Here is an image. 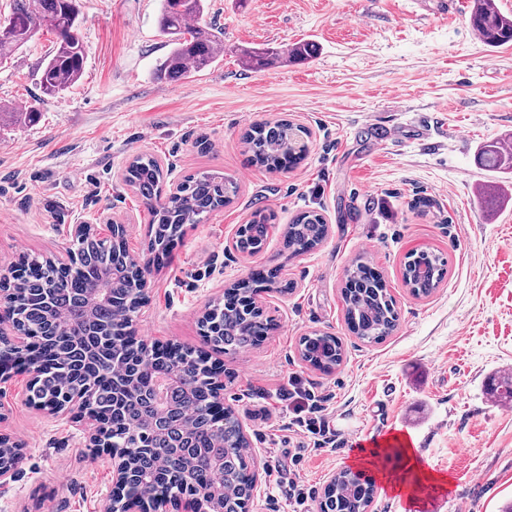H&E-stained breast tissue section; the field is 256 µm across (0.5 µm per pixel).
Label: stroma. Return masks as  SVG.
<instances>
[{
  "label": "stroma",
  "instance_id": "obj_1",
  "mask_svg": "<svg viewBox=\"0 0 512 512\" xmlns=\"http://www.w3.org/2000/svg\"><path fill=\"white\" fill-rule=\"evenodd\" d=\"M472 0L440 14L413 0H206L224 55L189 77L159 81L171 45L158 26L160 0H79L86 49L81 79L44 95L39 67L55 37L43 31L0 66V106L33 107L30 124L0 121V276L20 255L66 258L73 227L128 224L126 246L150 263L149 287L131 333L201 351L198 320L225 288L253 280L274 324L260 344L219 355L224 403L246 430L259 468L250 512H292L281 483L310 490L319 512L331 477L349 469L377 432L409 441L445 489L421 498L378 486L373 512H500L512 502V408L491 400L493 377L512 373V202L488 211L482 182L512 190L477 160L487 141L512 135V46L490 48L471 32ZM317 44L311 61L246 68L243 50ZM376 118L403 129L381 143ZM287 119L309 131L295 165H252L242 136L252 123ZM155 156L172 191L184 176L217 171L237 181L232 203L189 225L164 258L146 250L150 216L124 182L137 154ZM314 211L327 238L302 254L284 230ZM275 227L255 255L234 250L255 213ZM448 258L426 298L402 280L409 253ZM364 259L384 277L399 314L393 335L359 340L344 317L345 271ZM281 285L264 292L265 279ZM340 337L344 359L326 374L300 358L299 339ZM324 407L340 447H314L292 425L290 379ZM28 374L0 383V431L21 443L19 474L0 489V512H105L112 475L84 445L71 417L29 405ZM278 456H271V449Z\"/></svg>",
  "mask_w": 512,
  "mask_h": 512
}]
</instances>
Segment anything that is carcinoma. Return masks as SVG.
<instances>
[{"instance_id": "1", "label": "carcinoma", "mask_w": 512, "mask_h": 512, "mask_svg": "<svg viewBox=\"0 0 512 512\" xmlns=\"http://www.w3.org/2000/svg\"><path fill=\"white\" fill-rule=\"evenodd\" d=\"M13 7L0 33V63L25 46L42 28L51 31L55 45L42 63L39 84L44 94L55 95L80 79L86 50L76 34L77 0H12ZM205 0H161L160 31L170 37L172 49L157 72L165 80L185 77L216 62L224 54L220 33L203 22ZM471 25L481 41L492 48L512 42V16L500 12L494 0H473ZM316 53L311 43L286 48H253L242 52V64L250 69L284 66L307 60ZM283 123L254 124L243 136L250 160L268 170H278L283 160L301 153L284 142ZM478 160L488 171L512 174L509 140L487 142L479 148ZM125 183L147 208V250L155 257L167 254L171 243L189 224H200L214 210L229 204L237 184L219 172L191 174L176 191L162 197L163 169L149 154H138L128 164ZM267 219L256 217L244 225L239 247L249 254L264 248L269 234ZM323 217L314 212L297 216L285 231V241L294 253H304L327 236ZM369 268L357 260L346 269L349 282L359 288L343 293L345 320L350 330L367 343H378L397 327L398 312L377 274L366 277ZM447 260L434 252L411 253L403 265V280L416 297H427L443 282ZM10 287L17 304L6 316L20 331L35 330L51 337L44 347L50 368L43 371L39 398L52 402L65 392L90 384V399L108 428V438L117 448H138L133 458L135 478L127 494L139 497L147 491L183 493L187 488L169 480L175 472L188 473L194 487L209 485L212 458H224L223 488L210 494L211 507L222 512H244L255 471L247 453L248 441L234 411L220 415L211 411L209 390L200 370L185 355L174 353L153 373L179 374L185 382L173 387L164 402L152 404L153 373L140 372L141 347L126 334L124 322L141 304L139 273L127 263L124 240L104 244L91 237L80 246L71 266L22 258L15 267ZM258 289L240 281L224 292V303L213 305L222 325L210 330L211 340L226 353L256 345L267 334L271 320L257 304ZM300 355L311 367L330 373L344 357L341 340L328 333L303 336ZM501 403L512 402V374L501 376L491 386ZM376 490L344 470L335 475L321 512H371Z\"/></svg>"}]
</instances>
